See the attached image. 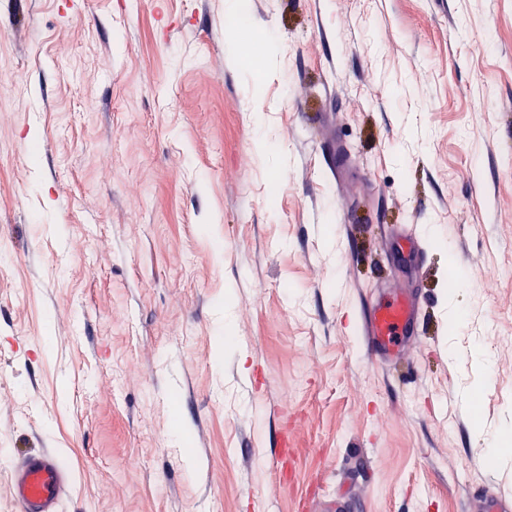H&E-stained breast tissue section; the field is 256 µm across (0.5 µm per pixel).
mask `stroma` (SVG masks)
I'll return each instance as SVG.
<instances>
[{
	"label": "stroma",
	"instance_id": "1",
	"mask_svg": "<svg viewBox=\"0 0 512 512\" xmlns=\"http://www.w3.org/2000/svg\"><path fill=\"white\" fill-rule=\"evenodd\" d=\"M235 12L262 74L225 0H0V512L19 450L58 512L512 497V0ZM419 308L416 299L393 300L369 310L362 331L374 360L396 355L407 343L408 329Z\"/></svg>",
	"mask_w": 512,
	"mask_h": 512
}]
</instances>
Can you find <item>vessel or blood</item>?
Returning <instances> with one entry per match:
<instances>
[{
	"label": "vessel or blood",
	"mask_w": 512,
	"mask_h": 512,
	"mask_svg": "<svg viewBox=\"0 0 512 512\" xmlns=\"http://www.w3.org/2000/svg\"><path fill=\"white\" fill-rule=\"evenodd\" d=\"M418 308L416 300L397 299L369 310L362 331L373 359L392 357L405 346ZM68 481V471L55 454L39 453L14 463L11 491L21 512H57ZM470 508L471 512H512V499L484 491L473 495Z\"/></svg>",
	"instance_id": "obj_1"
}]
</instances>
